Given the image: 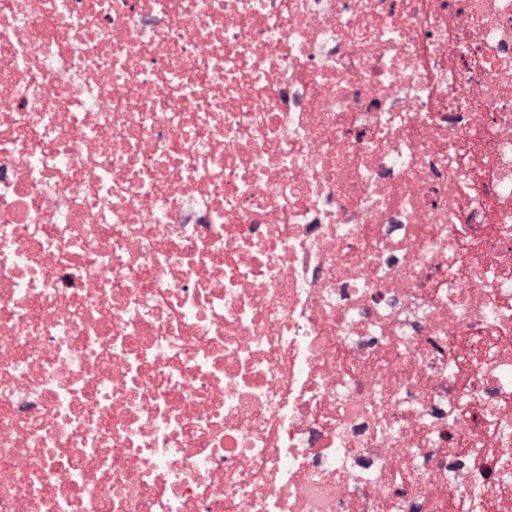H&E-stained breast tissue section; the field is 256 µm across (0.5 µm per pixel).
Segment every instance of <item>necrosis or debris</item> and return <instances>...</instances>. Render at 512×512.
I'll return each mask as SVG.
<instances>
[{"instance_id":"4bbe7bcc","label":"necrosis or debris","mask_w":512,"mask_h":512,"mask_svg":"<svg viewBox=\"0 0 512 512\" xmlns=\"http://www.w3.org/2000/svg\"><path fill=\"white\" fill-rule=\"evenodd\" d=\"M0 512H512V0H0Z\"/></svg>"}]
</instances>
